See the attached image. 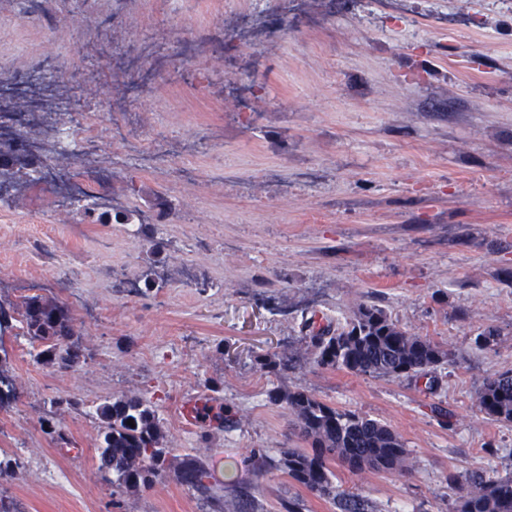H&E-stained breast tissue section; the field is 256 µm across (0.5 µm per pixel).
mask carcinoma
I'll list each match as a JSON object with an SVG mask.
<instances>
[{"label": "carcinoma", "mask_w": 512, "mask_h": 512, "mask_svg": "<svg viewBox=\"0 0 512 512\" xmlns=\"http://www.w3.org/2000/svg\"><path fill=\"white\" fill-rule=\"evenodd\" d=\"M19 323L32 342L39 343V362L71 369L82 357L79 338L69 310L42 295H26L18 306ZM301 341L313 363L322 368L347 370L375 377L402 374L426 378L433 394L438 382L428 371L448 361V351L427 336L401 328L381 306L362 303L345 321L318 323L315 316L302 317ZM294 353L264 355L261 369L278 375L288 369ZM273 404L285 403L295 415L294 431L310 444L286 448L280 467L294 482L320 498L333 502L338 512H368L358 495L336 484L331 463L353 472L374 471L406 474L409 453L401 437L387 424L352 411L337 410L306 390L274 388L268 392ZM482 412L496 421L512 423V370L487 379L478 392ZM101 443L98 471L112 488L114 504L124 493L150 488L167 472L175 471L183 485L198 492L212 505H220L223 488L209 482L205 459L186 454L174 461L164 446V432L157 407L138 394L109 399L95 408ZM133 421L128 425L127 421ZM21 471L17 458L0 452V481L16 478ZM448 483L458 491L455 512H512V475H489L473 471L450 475Z\"/></svg>", "instance_id": "carcinoma-1"}]
</instances>
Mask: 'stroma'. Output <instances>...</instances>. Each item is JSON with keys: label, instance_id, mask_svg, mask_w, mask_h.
Instances as JSON below:
<instances>
[{"label": "stroma", "instance_id": "35a3bbf8", "mask_svg": "<svg viewBox=\"0 0 512 512\" xmlns=\"http://www.w3.org/2000/svg\"><path fill=\"white\" fill-rule=\"evenodd\" d=\"M250 14L263 33L225 49V22ZM0 18L15 23L0 43L9 78L67 60L122 82L130 58L115 45L137 32L158 80L88 105L163 153L153 168L126 163L113 195L133 210L160 194L173 205L158 216V252L140 225L62 218L42 186L0 203V302L56 298L83 349L63 371L37 363L29 337L0 340L15 387L0 449L22 465L9 487L21 512H210L171 473L113 508L94 410L125 394L157 405L173 456L206 459L224 512H284L295 497L301 512H337L278 465L303 442L287 406L269 402L275 387L402 437L407 474L335 469L371 512H453L449 475L512 474V423L477 405L485 379L512 370V0H0ZM87 21L109 41L86 45ZM252 73L254 109L237 111ZM186 139L195 154L183 161ZM184 162L196 179L177 178ZM150 268L162 287L133 288ZM361 303L448 351L431 371L436 394L419 376L313 364L303 315L341 320ZM488 326L498 345L476 347ZM286 349L296 362L279 375L256 362ZM188 400L229 411L233 426L187 423Z\"/></svg>", "mask_w": 512, "mask_h": 512}]
</instances>
